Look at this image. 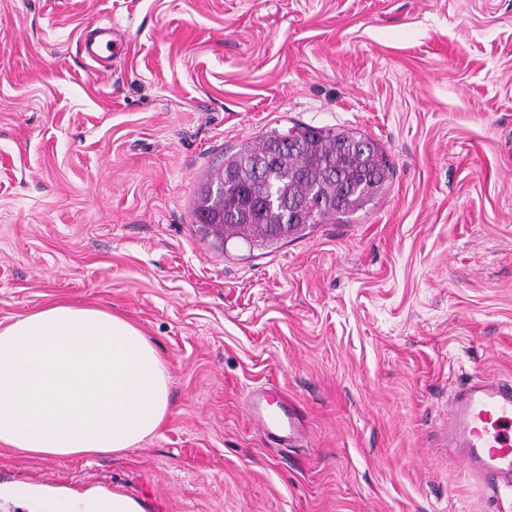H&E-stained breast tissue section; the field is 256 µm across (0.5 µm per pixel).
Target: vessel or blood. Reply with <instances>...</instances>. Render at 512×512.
Here are the masks:
<instances>
[{
  "label": "vessel or blood",
  "mask_w": 512,
  "mask_h": 512,
  "mask_svg": "<svg viewBox=\"0 0 512 512\" xmlns=\"http://www.w3.org/2000/svg\"><path fill=\"white\" fill-rule=\"evenodd\" d=\"M86 55L102 61L121 53L123 41L98 29L85 41ZM268 392L250 393L258 426L266 434L293 439L302 423L295 411L268 413ZM445 438L449 451L470 469L478 483L492 490L512 489V381L474 375L448 409Z\"/></svg>",
  "instance_id": "vessel-or-blood-1"
}]
</instances>
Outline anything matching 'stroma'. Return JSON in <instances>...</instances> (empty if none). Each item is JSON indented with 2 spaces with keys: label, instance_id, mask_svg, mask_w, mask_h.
<instances>
[{
  "label": "stroma",
  "instance_id": "stroma-1",
  "mask_svg": "<svg viewBox=\"0 0 512 512\" xmlns=\"http://www.w3.org/2000/svg\"><path fill=\"white\" fill-rule=\"evenodd\" d=\"M125 43L102 68L87 29ZM364 132L387 194L264 250L193 222L223 160L290 122ZM121 314L171 410L118 455L0 444V484L141 512H512L439 430L512 378V0H0V328ZM282 391L280 441L248 395ZM274 393L277 392L273 389H268L260 393H256L255 391L250 392L249 402L254 412L255 420L257 425L264 430L266 434L291 441L301 431L302 423L292 408H289L288 411L283 408L281 414L268 413L265 404L268 397Z\"/></svg>",
  "mask_w": 512,
  "mask_h": 512
}]
</instances>
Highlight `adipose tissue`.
Listing matches in <instances>:
<instances>
[{
	"label": "adipose tissue",
	"instance_id": "adipose-tissue-1",
	"mask_svg": "<svg viewBox=\"0 0 512 512\" xmlns=\"http://www.w3.org/2000/svg\"><path fill=\"white\" fill-rule=\"evenodd\" d=\"M170 410L166 361L120 315L65 303L0 328V443L41 457L117 454L136 447ZM29 512H138L108 501L39 494L25 484L0 497Z\"/></svg>",
	"mask_w": 512,
	"mask_h": 512
}]
</instances>
